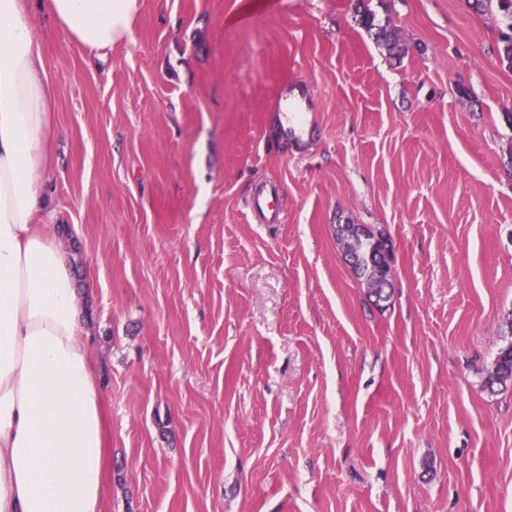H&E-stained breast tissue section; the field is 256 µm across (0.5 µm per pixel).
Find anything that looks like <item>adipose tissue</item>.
I'll return each instance as SVG.
<instances>
[{
	"mask_svg": "<svg viewBox=\"0 0 512 512\" xmlns=\"http://www.w3.org/2000/svg\"><path fill=\"white\" fill-rule=\"evenodd\" d=\"M94 65L128 42L140 0H41ZM56 135L25 0H0V512H101L100 376L71 255L35 229Z\"/></svg>",
	"mask_w": 512,
	"mask_h": 512,
	"instance_id": "adipose-tissue-1",
	"label": "adipose tissue"
}]
</instances>
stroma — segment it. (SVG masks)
<instances>
[{
    "mask_svg": "<svg viewBox=\"0 0 512 512\" xmlns=\"http://www.w3.org/2000/svg\"><path fill=\"white\" fill-rule=\"evenodd\" d=\"M368 4L402 59L359 23ZM46 233L101 377L103 512H512V69L469 0H141L89 67L41 10ZM312 88L307 129L277 116ZM281 187L280 221L248 202ZM340 224L391 239L374 304ZM508 383H512V342L500 349L487 377L488 387L491 388L495 385L507 386Z\"/></svg>",
    "mask_w": 512,
    "mask_h": 512,
    "instance_id": "stroma-1",
    "label": "stroma"
}]
</instances>
